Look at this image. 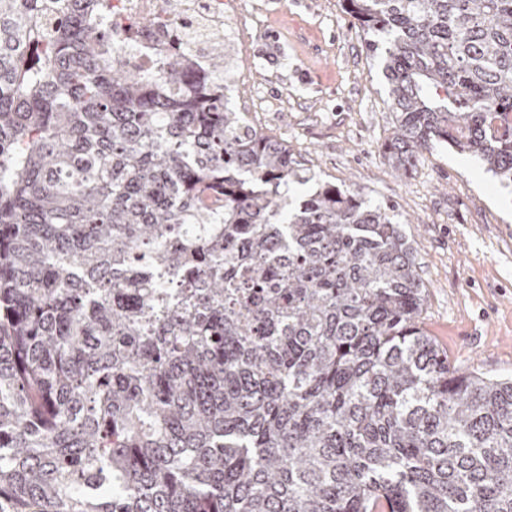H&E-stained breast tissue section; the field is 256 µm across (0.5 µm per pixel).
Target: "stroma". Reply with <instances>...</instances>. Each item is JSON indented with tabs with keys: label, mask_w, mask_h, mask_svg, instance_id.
<instances>
[{
	"label": "stroma",
	"mask_w": 512,
	"mask_h": 512,
	"mask_svg": "<svg viewBox=\"0 0 512 512\" xmlns=\"http://www.w3.org/2000/svg\"><path fill=\"white\" fill-rule=\"evenodd\" d=\"M341 0H237L224 94L317 181L397 204L424 284L421 325L452 366L512 378V190L447 146L405 170L380 57Z\"/></svg>",
	"instance_id": "obj_1"
}]
</instances>
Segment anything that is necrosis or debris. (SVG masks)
<instances>
[{"label": "necrosis or debris", "mask_w": 512, "mask_h": 512, "mask_svg": "<svg viewBox=\"0 0 512 512\" xmlns=\"http://www.w3.org/2000/svg\"><path fill=\"white\" fill-rule=\"evenodd\" d=\"M112 11V55L148 78L162 70L169 52L189 51L196 75L211 70L207 43L223 36L231 0H181L169 13L162 0H103ZM152 18L151 27L140 22Z\"/></svg>", "instance_id": "1"}]
</instances>
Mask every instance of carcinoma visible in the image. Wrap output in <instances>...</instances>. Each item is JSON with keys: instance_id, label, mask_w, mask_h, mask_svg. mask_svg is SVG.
<instances>
[{"instance_id": "carcinoma-1", "label": "carcinoma", "mask_w": 512, "mask_h": 512, "mask_svg": "<svg viewBox=\"0 0 512 512\" xmlns=\"http://www.w3.org/2000/svg\"><path fill=\"white\" fill-rule=\"evenodd\" d=\"M389 159L512 185V0H343ZM98 0H0V512H512V379L450 366L393 205L314 175Z\"/></svg>"}]
</instances>
